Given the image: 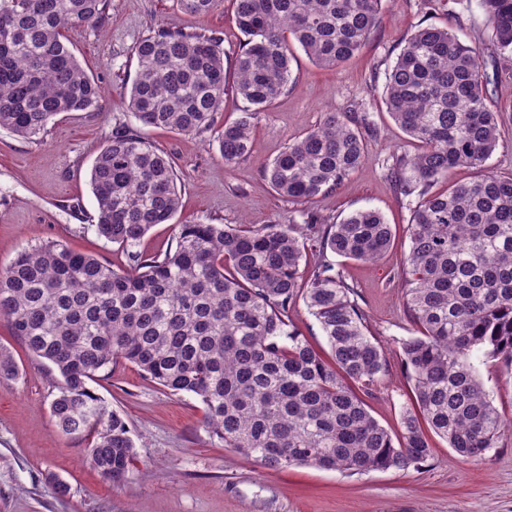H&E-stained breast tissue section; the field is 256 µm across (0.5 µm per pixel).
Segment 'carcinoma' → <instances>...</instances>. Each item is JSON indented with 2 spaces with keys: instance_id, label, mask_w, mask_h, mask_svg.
Instances as JSON below:
<instances>
[{
  "instance_id": "carcinoma-1",
  "label": "carcinoma",
  "mask_w": 512,
  "mask_h": 512,
  "mask_svg": "<svg viewBox=\"0 0 512 512\" xmlns=\"http://www.w3.org/2000/svg\"><path fill=\"white\" fill-rule=\"evenodd\" d=\"M219 2L177 0L189 15ZM479 2L493 39L487 54L447 27L424 26L385 73L387 112L419 144L385 169L397 192L418 196L402 269L418 332L402 344L414 399L397 438L348 385L367 389L386 376V356L366 334L343 271L325 260L301 273L298 225L180 224L175 248L163 255L131 251L181 207L178 174L146 131L200 135L231 90L247 106L224 123L219 153L228 164L242 159L260 111L288 89L294 49L320 67L340 65L376 28L382 0H233L246 43L231 83L213 34L162 26L134 45L128 108L140 127L112 132L90 178L98 233L129 249L132 267L116 271L49 242L19 250L0 268V319L58 371L55 424L89 441L90 462L112 484L128 478L135 445L89 382L121 361L174 394L198 396L208 431L270 469H405L431 455V433L464 457L496 447L505 425L472 355L512 367V177L485 173L429 192L448 169H480L498 147L499 117L489 103L499 60L512 58V0ZM109 8V0H0V129L39 140L57 115L97 108L95 84L63 37L76 26H101ZM365 158L349 117L327 112L265 177L280 196L308 201L335 190ZM307 229L310 245L361 262L382 258L392 239L373 209ZM299 296L321 326L329 360L289 329ZM17 372L0 348V377Z\"/></svg>"
}]
</instances>
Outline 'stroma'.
<instances>
[{
	"label": "stroma",
	"mask_w": 512,
	"mask_h": 512,
	"mask_svg": "<svg viewBox=\"0 0 512 512\" xmlns=\"http://www.w3.org/2000/svg\"><path fill=\"white\" fill-rule=\"evenodd\" d=\"M159 25L215 33L228 71L245 43L232 0L195 16L180 11L176 0H111L101 27L66 31L67 45L96 84L98 107L57 116L37 141L0 129V266L18 250L56 242L114 269H128L126 249L97 231L90 175L113 128L137 124L128 108L137 70L132 48ZM426 25L452 28L483 53L492 47L478 0H383L377 28L350 60L327 70L298 53L287 91L255 121L247 157L227 164L219 155L218 135L243 107L232 92L202 134L151 131V141L176 166L182 206L173 223L155 225L136 246L145 256L163 253L180 224L301 225L311 215L332 224L359 209L381 212L394 232L390 250L372 264L344 258L339 264L390 363L388 376L370 387L365 401L395 436L412 395L401 346L417 328L405 308L402 266L416 200L396 191L384 166L395 156L413 155L418 145L387 112L384 82L411 33ZM494 105L501 114L499 145L485 169L510 177V58L502 64ZM328 112L367 116L365 164L332 192L302 202L283 198L265 180V167ZM0 347L12 353L19 369L16 378L0 379V512H512V370L497 361L479 367L508 424L497 448L467 459L434 435L425 462L361 474L312 466L274 470L238 455L207 431L196 395L171 393L122 363L91 384L127 424L135 443L134 466L127 480L115 485L88 463L87 441L64 435L55 425L50 403L58 372L29 353L3 319ZM61 483L67 494L58 493Z\"/></svg>",
	"instance_id": "obj_1"
}]
</instances>
